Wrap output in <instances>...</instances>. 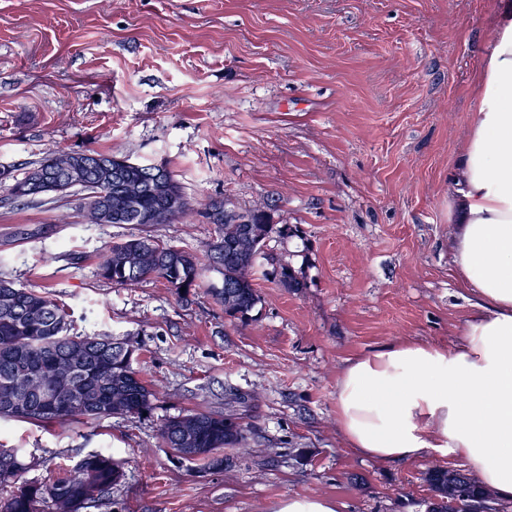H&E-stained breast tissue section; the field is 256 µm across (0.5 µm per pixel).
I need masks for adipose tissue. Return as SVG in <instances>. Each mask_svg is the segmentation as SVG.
I'll use <instances>...</instances> for the list:
<instances>
[{"label":"adipose tissue","instance_id":"ef3b65f1","mask_svg":"<svg viewBox=\"0 0 512 512\" xmlns=\"http://www.w3.org/2000/svg\"><path fill=\"white\" fill-rule=\"evenodd\" d=\"M448 197L453 273L476 300L453 348L395 340L346 360L334 410L348 448L382 463L432 450L512 500V0L491 40Z\"/></svg>","mask_w":512,"mask_h":512}]
</instances>
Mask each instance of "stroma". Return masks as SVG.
<instances>
[{
	"label": "stroma",
	"instance_id": "obj_1",
	"mask_svg": "<svg viewBox=\"0 0 512 512\" xmlns=\"http://www.w3.org/2000/svg\"><path fill=\"white\" fill-rule=\"evenodd\" d=\"M492 0H0V170L49 151L95 150L165 166L193 211L171 224H89L81 189L12 201L0 184V277L69 307L75 334L139 350L147 415L36 427L0 444L47 479L92 451L124 481L85 512H272L281 498L341 512H425L434 451L386 465L336 425L347 359L397 340L453 347L473 296L452 274L448 188L467 134ZM264 203L272 236L248 322L206 272L179 298L150 278L97 274L104 247L149 236L206 256L211 201ZM305 286L283 288L273 264ZM188 410L237 414L253 457L226 469L164 447ZM281 455L267 459L266 448ZM341 505L326 496H288L280 499L273 512H341Z\"/></svg>",
	"mask_w": 512,
	"mask_h": 512
}]
</instances>
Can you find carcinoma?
Returning a JSON list of instances; mask_svg holds the SVG:
<instances>
[{"label":"carcinoma","mask_w":512,"mask_h":512,"mask_svg":"<svg viewBox=\"0 0 512 512\" xmlns=\"http://www.w3.org/2000/svg\"><path fill=\"white\" fill-rule=\"evenodd\" d=\"M106 166L89 171L74 151H51L20 179L0 170V183L11 178L10 195L44 175L59 184L44 191L66 197L72 189L86 191L80 210L90 224H143L142 214H151L152 224H170L191 214V203L181 185L166 167L142 164L129 169V157L98 153ZM163 170L159 182L153 171ZM224 211L211 218L219 236L206 260L174 244L133 236L104 249L99 264L102 279L118 286H132L149 277L166 281L176 293L197 286L204 272L222 275L223 287L212 292L224 303V314L245 321L260 302L255 276L266 258L263 247L271 235H285L288 228L272 223L266 207L240 211L229 200L214 201L209 211ZM280 285L290 291L305 287L289 265L274 269ZM67 305L47 293L19 288L0 278V421L36 426L65 422H100L115 417L135 418L151 409L155 393L133 367L136 350L109 335L73 336ZM72 373L82 389L80 398L56 417L41 413L37 399L51 375ZM15 391L27 395L29 408L20 410L11 402ZM226 415L191 410L165 419L159 428L162 442L187 461L203 460L219 468L252 454L248 426L225 424ZM191 441L183 442L184 435ZM12 460L11 470L0 469V512H81L99 501L124 478L121 464L106 452L93 451L70 468H62L48 480L26 478L34 463L25 461L19 448H0ZM433 490L427 512H474L472 503L490 500L489 492L462 470L435 467L427 473Z\"/></svg>","instance_id":"obj_1"}]
</instances>
